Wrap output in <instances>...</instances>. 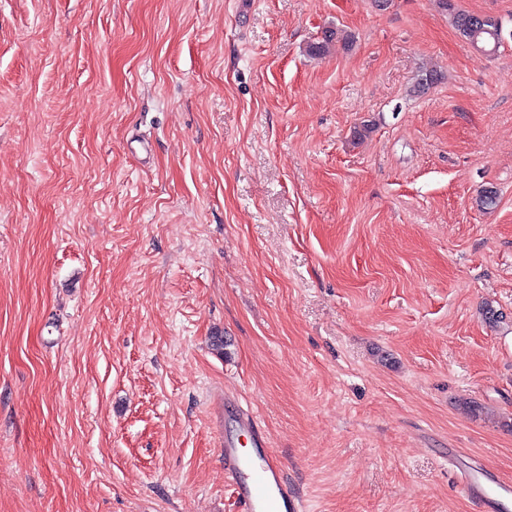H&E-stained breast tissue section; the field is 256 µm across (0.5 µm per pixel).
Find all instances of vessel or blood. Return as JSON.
I'll list each match as a JSON object with an SVG mask.
<instances>
[{
	"instance_id": "obj_1",
	"label": "vessel or blood",
	"mask_w": 512,
	"mask_h": 512,
	"mask_svg": "<svg viewBox=\"0 0 512 512\" xmlns=\"http://www.w3.org/2000/svg\"><path fill=\"white\" fill-rule=\"evenodd\" d=\"M235 423L239 437L221 432L217 438L224 452V475L243 512H300V498L288 481L281 459L271 450L257 416L240 410ZM243 437L254 450L252 456L239 450ZM463 490L468 497L486 504L490 512H505L512 503V485L508 483H498L496 489L490 490L479 480L469 478Z\"/></svg>"
}]
</instances>
